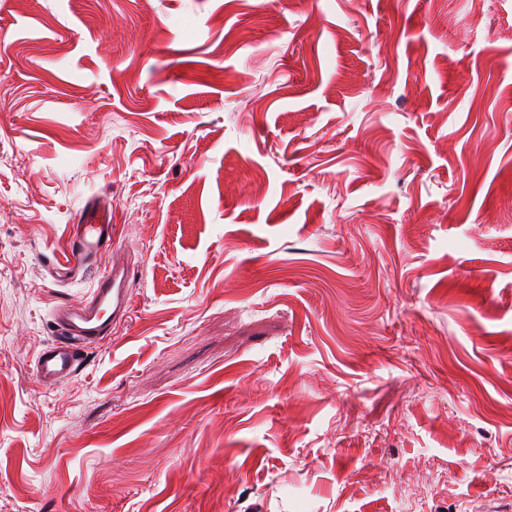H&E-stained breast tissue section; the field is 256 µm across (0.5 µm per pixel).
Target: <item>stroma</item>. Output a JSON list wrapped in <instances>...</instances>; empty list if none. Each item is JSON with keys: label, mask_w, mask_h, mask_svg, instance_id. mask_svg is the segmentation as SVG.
<instances>
[{"label": "stroma", "mask_w": 512, "mask_h": 512, "mask_svg": "<svg viewBox=\"0 0 512 512\" xmlns=\"http://www.w3.org/2000/svg\"><path fill=\"white\" fill-rule=\"evenodd\" d=\"M512 0H0V512H512ZM115 227L133 310L47 387ZM74 224L69 244L67 268L74 271L86 265L98 262L106 247L112 246L115 229L111 224Z\"/></svg>", "instance_id": "obj_1"}]
</instances>
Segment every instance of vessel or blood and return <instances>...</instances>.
<instances>
[{
  "mask_svg": "<svg viewBox=\"0 0 512 512\" xmlns=\"http://www.w3.org/2000/svg\"><path fill=\"white\" fill-rule=\"evenodd\" d=\"M114 233L109 224L87 221L74 225L68 269L97 263L104 249L111 246ZM128 277L124 267L110 266L98 276L87 297L55 312L56 338L39 352L35 361L34 372L39 382L56 384L72 377L84 349L111 335L117 322L128 318L132 309Z\"/></svg>",
  "mask_w": 512,
  "mask_h": 512,
  "instance_id": "1",
  "label": "vessel or blood"
}]
</instances>
